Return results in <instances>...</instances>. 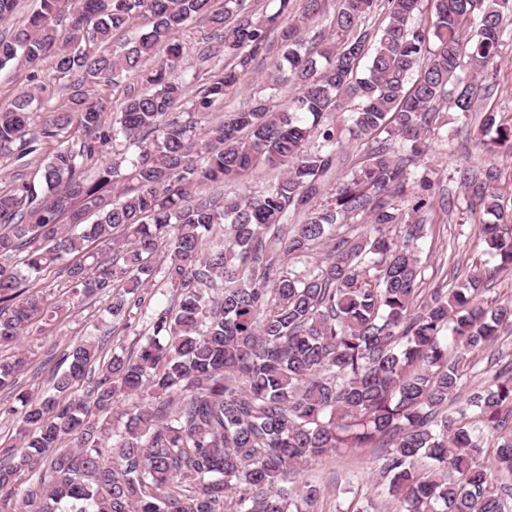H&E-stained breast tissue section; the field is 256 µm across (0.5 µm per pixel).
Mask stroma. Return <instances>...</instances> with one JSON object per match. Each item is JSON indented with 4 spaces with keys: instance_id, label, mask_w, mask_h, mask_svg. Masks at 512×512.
<instances>
[{
    "instance_id": "1",
    "label": "stroma",
    "mask_w": 512,
    "mask_h": 512,
    "mask_svg": "<svg viewBox=\"0 0 512 512\" xmlns=\"http://www.w3.org/2000/svg\"><path fill=\"white\" fill-rule=\"evenodd\" d=\"M507 36L495 70L497 90L494 95L478 101L476 111L494 110L502 121L512 120V18L504 25ZM211 28L208 22L195 20L172 34L171 39L181 44L182 57L179 75L191 77L196 68L197 52L208 40ZM278 55L269 52L258 58L242 76L238 88L225 102L227 110L236 111L253 106L263 98L274 105L287 104L295 95L292 87H271L268 79ZM50 85L51 97L47 108L32 116L30 129L39 131L50 113L65 111L73 95L75 79L57 74L50 61L32 66L17 61L0 70V106L11 103L17 94L27 90L34 79ZM494 164L499 173L498 192L505 210H512V156L501 154L490 158L475 149L466 130L449 129L447 134H435L428 139V150L418 158V169H437L448 177V190L461 196L458 183L451 176L466 165ZM425 266L419 284L420 300H428L434 289H449L464 278L469 267L487 261L488 256L478 239V222L459 209H436L433 221L426 225L424 235L416 243ZM37 288L52 302H62L63 310L56 321L31 325L21 340V349L27 355V364L19 375L22 388L35 394L49 390V376L61 352L74 342L97 339L110 334L112 342L104 346L103 356H110L113 347L130 346L141 330L140 323L131 328L113 323L105 312L106 298L70 299L67 276L61 267H53L40 274ZM313 477L326 483L322 503L323 512H350L353 503L365 506L367 512H396L394 501L387 497L377 483L375 458L371 449H339L316 459L305 474L290 478L291 485H300L304 477Z\"/></svg>"
}]
</instances>
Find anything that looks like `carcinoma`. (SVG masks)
Wrapping results in <instances>:
<instances>
[{
  "mask_svg": "<svg viewBox=\"0 0 512 512\" xmlns=\"http://www.w3.org/2000/svg\"><path fill=\"white\" fill-rule=\"evenodd\" d=\"M299 1V21L336 42L279 27ZM59 2L40 0L25 27L0 38V70L50 57L57 72L90 84L142 71L161 43L167 57L110 122L82 91L71 111L30 133L48 93L38 83L0 107V153L22 160L56 144L41 188L16 178L0 193V348L52 320L56 307L35 281L58 264L73 295L108 297L114 321L133 306L147 330L136 349L107 359L96 341L66 348L42 396L18 390L26 358L0 359V391L15 393L19 418L15 438L0 442V512H318L323 484L289 487L288 475L335 448L374 449L400 512H509L512 487L494 482L512 475V430L497 439L494 471L478 459L486 430L512 412V369L487 370L468 409L453 405L476 354L512 329V303L485 301L493 271L472 265L458 287L416 306L422 261L412 243L442 179L411 162L441 104L466 118L476 97L493 93L482 78L512 0H430L426 24L415 22L423 0H385L377 31L368 20L378 0H339L332 14L322 0H279L270 15L248 0H70L65 31ZM198 17L212 42L192 75L196 96L178 111L186 81L170 35ZM137 18L146 32L104 53ZM275 45L270 80L297 89L288 104L258 100L198 132L197 116L219 111ZM73 124L71 142L59 143ZM345 131L367 152L334 186L348 161ZM120 133L137 153L93 168ZM476 146L511 155L512 125L482 113ZM260 167L280 175L259 195L199 191ZM496 178L490 166L460 172L459 209L479 217L480 240L509 269L512 214ZM359 215L369 228L355 236ZM318 249L312 270L289 268L288 258ZM158 273L174 295L153 306L143 285ZM94 372L85 395L60 400ZM32 472L37 480L21 486Z\"/></svg>",
  "mask_w": 512,
  "mask_h": 512,
  "instance_id": "obj_1",
  "label": "carcinoma"
}]
</instances>
